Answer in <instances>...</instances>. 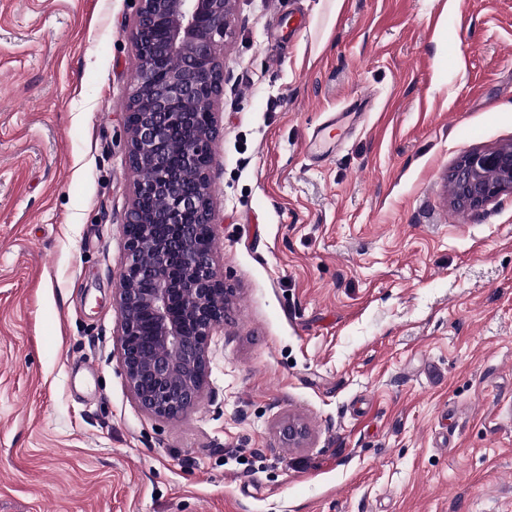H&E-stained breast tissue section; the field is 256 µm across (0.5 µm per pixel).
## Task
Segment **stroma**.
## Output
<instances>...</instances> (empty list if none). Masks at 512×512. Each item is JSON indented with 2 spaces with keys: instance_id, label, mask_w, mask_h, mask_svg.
Listing matches in <instances>:
<instances>
[{
  "instance_id": "1",
  "label": "stroma",
  "mask_w": 512,
  "mask_h": 512,
  "mask_svg": "<svg viewBox=\"0 0 512 512\" xmlns=\"http://www.w3.org/2000/svg\"><path fill=\"white\" fill-rule=\"evenodd\" d=\"M137 9L0 0V512H512V191L448 192L512 144V0H236L232 307L174 420L120 366ZM448 183L459 210L481 208L501 193L512 191V145L464 153L449 172Z\"/></svg>"
}]
</instances>
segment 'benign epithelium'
<instances>
[{
    "mask_svg": "<svg viewBox=\"0 0 512 512\" xmlns=\"http://www.w3.org/2000/svg\"><path fill=\"white\" fill-rule=\"evenodd\" d=\"M234 0H139L128 33L137 68L126 104V163L139 178L123 224L127 250L119 277L121 366L140 407L162 419L185 415L202 396L209 369L207 349L224 325L232 299L215 266L214 251L194 247L199 226L215 238L211 143L220 135L212 108L224 95V39L230 36ZM208 125L195 128L193 113ZM193 179L195 187L186 185ZM454 206L475 210L512 191V145L464 153L448 174ZM163 195L165 210L146 215L144 200ZM149 282L150 288L139 283ZM179 297L182 315H172ZM224 299V309L214 301ZM149 315L151 336L140 335ZM300 444L306 428L281 427Z\"/></svg>",
    "mask_w": 512,
    "mask_h": 512,
    "instance_id": "1",
    "label": "benign epithelium"
}]
</instances>
